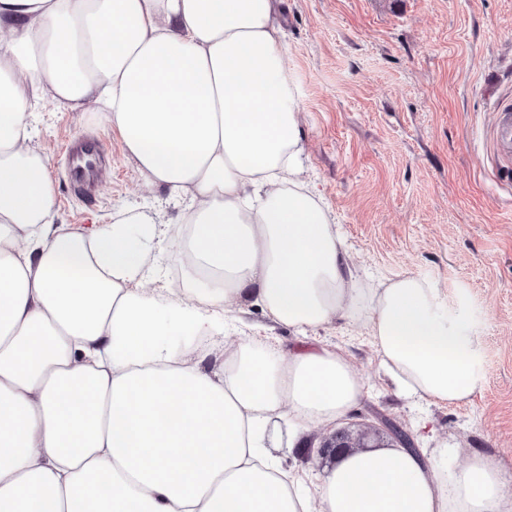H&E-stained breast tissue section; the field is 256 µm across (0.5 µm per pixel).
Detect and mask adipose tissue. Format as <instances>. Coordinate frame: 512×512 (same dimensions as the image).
<instances>
[{
	"mask_svg": "<svg viewBox=\"0 0 512 512\" xmlns=\"http://www.w3.org/2000/svg\"><path fill=\"white\" fill-rule=\"evenodd\" d=\"M0 512H512L497 461L444 482L442 450L341 454L308 487L273 448L353 411L344 352L247 336L207 359L224 309L297 334L368 313L399 388L457 405L472 347L433 288L358 277L303 177L300 103L276 0H0ZM106 109L151 186L187 202L54 224L29 109ZM188 253L161 276L162 246Z\"/></svg>",
	"mask_w": 512,
	"mask_h": 512,
	"instance_id": "obj_1",
	"label": "adipose tissue"
}]
</instances>
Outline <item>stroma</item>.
Here are the masks:
<instances>
[{"label":"stroma","mask_w":512,"mask_h":512,"mask_svg":"<svg viewBox=\"0 0 512 512\" xmlns=\"http://www.w3.org/2000/svg\"><path fill=\"white\" fill-rule=\"evenodd\" d=\"M288 68L304 130V176L323 194L352 265L389 280L412 274L468 337L478 388L448 406L400 391L381 365L363 317L336 320L309 340L346 353L367 395L348 417L311 426L284 469L319 483L333 467L316 448L335 429L372 430L388 419L418 448H447L444 472L474 453L512 480V179L493 146L500 100L512 97V0H284ZM31 138L56 187V224L111 223L151 209L180 225L184 202L149 186L101 112H74L42 97ZM90 134L108 167L93 199L70 189L67 141ZM266 326L267 343L299 341L248 306L225 333Z\"/></svg>","instance_id":"1"}]
</instances>
